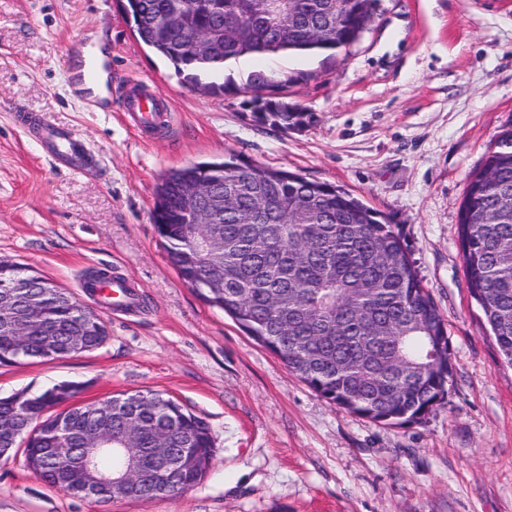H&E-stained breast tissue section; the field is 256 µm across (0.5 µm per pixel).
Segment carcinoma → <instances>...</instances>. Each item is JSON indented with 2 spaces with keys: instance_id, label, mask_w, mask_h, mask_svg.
<instances>
[{
  "instance_id": "carcinoma-1",
  "label": "carcinoma",
  "mask_w": 512,
  "mask_h": 512,
  "mask_svg": "<svg viewBox=\"0 0 512 512\" xmlns=\"http://www.w3.org/2000/svg\"><path fill=\"white\" fill-rule=\"evenodd\" d=\"M374 0H124L134 31L192 85L207 93L284 87L294 76L252 70L244 84L224 80V69L244 58L274 61L346 48L372 19ZM243 22L231 38L227 24ZM203 40L204 51L195 42ZM277 128L310 123L312 114L283 97L273 112L252 113ZM202 180L212 190L217 223L187 222L180 193ZM154 223L167 260L181 279L211 306L263 345L321 398L378 423L422 422L444 403L452 367L448 329L423 285L408 244L396 225L347 190L300 175L245 164L230 156L170 172L156 190ZM213 238L192 253L190 244ZM467 286L498 348L512 364V126L497 135L484 167L468 187L459 219ZM26 264L0 265V365L82 352L105 344L104 320ZM80 387L63 383L39 394L0 398V448L13 432L25 445L27 468L39 479L73 494L85 454L82 437L98 427L112 431V447L92 453L103 472L125 466L121 441L135 420L141 439L135 466L142 479L109 489L101 503L158 499L185 493L213 465L207 421L169 396L124 393L70 407L66 427L46 414ZM170 449L175 478L155 484L156 443Z\"/></svg>"
}]
</instances>
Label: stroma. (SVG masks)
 <instances>
[{"instance_id":"1","label":"stroma","mask_w":512,"mask_h":512,"mask_svg":"<svg viewBox=\"0 0 512 512\" xmlns=\"http://www.w3.org/2000/svg\"><path fill=\"white\" fill-rule=\"evenodd\" d=\"M100 38L107 96L92 102L71 73ZM271 67L296 76L288 99L308 126L259 124L243 96L193 90L120 0H0V259L92 307V269L138 293L132 309L102 310L100 349L0 366V397L62 381L82 383L85 402L158 391L204 417L217 450L187 493L107 506L39 480L17 453L0 459V512H512V366L468 291L458 238L470 181L512 124V0H374L353 45ZM139 81L172 104L164 137L121 116ZM38 118L83 144V170L44 155ZM229 156L341 186L400 228L448 327L453 377L426 420L381 424L319 397L168 264L157 186Z\"/></svg>"}]
</instances>
